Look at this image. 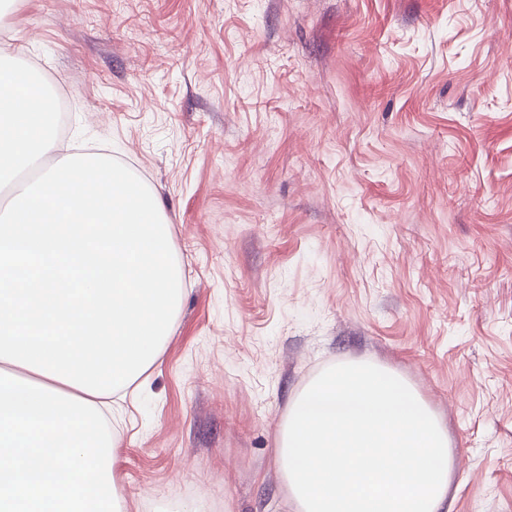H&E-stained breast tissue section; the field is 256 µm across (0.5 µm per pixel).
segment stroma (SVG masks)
<instances>
[{"label": "stroma", "mask_w": 512, "mask_h": 512, "mask_svg": "<svg viewBox=\"0 0 512 512\" xmlns=\"http://www.w3.org/2000/svg\"><path fill=\"white\" fill-rule=\"evenodd\" d=\"M0 46L171 226L124 512H295L288 410L360 360L445 422L453 512H512V0H0Z\"/></svg>", "instance_id": "stroma-1"}]
</instances>
